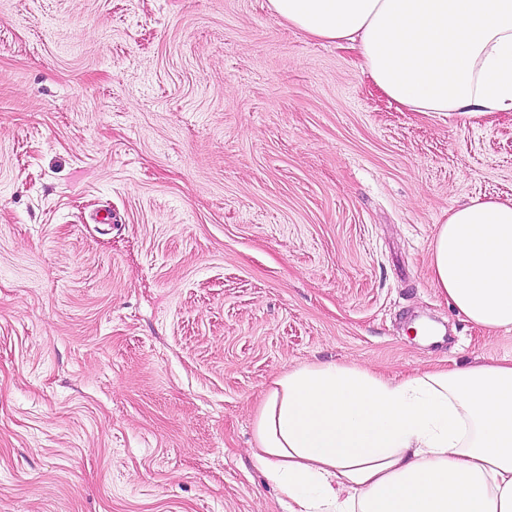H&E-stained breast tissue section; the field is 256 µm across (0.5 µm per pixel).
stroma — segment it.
<instances>
[{"label":"stroma","instance_id":"1","mask_svg":"<svg viewBox=\"0 0 512 512\" xmlns=\"http://www.w3.org/2000/svg\"><path fill=\"white\" fill-rule=\"evenodd\" d=\"M475 198L512 112L397 108L266 0H0V512H286L272 377L512 358L430 281Z\"/></svg>","mask_w":512,"mask_h":512}]
</instances>
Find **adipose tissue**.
<instances>
[{
	"mask_svg": "<svg viewBox=\"0 0 512 512\" xmlns=\"http://www.w3.org/2000/svg\"><path fill=\"white\" fill-rule=\"evenodd\" d=\"M304 34L357 50L392 103L422 114L512 112V0H267ZM432 282L457 313L512 327V201L453 206ZM256 467L288 512H512V361L393 378L346 363L273 377Z\"/></svg>",
	"mask_w": 512,
	"mask_h": 512,
	"instance_id": "ef3b65f1",
	"label": "adipose tissue"
}]
</instances>
